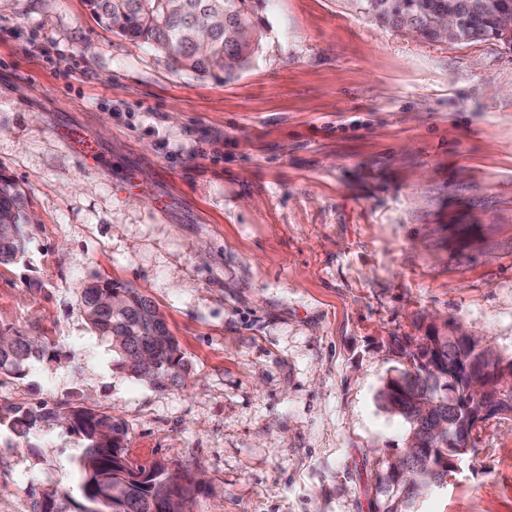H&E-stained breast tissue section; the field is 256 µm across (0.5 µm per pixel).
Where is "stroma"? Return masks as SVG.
Masks as SVG:
<instances>
[{
  "label": "stroma",
  "instance_id": "stroma-1",
  "mask_svg": "<svg viewBox=\"0 0 512 512\" xmlns=\"http://www.w3.org/2000/svg\"><path fill=\"white\" fill-rule=\"evenodd\" d=\"M232 82L171 68L84 0H0V172L26 192L0 326L58 353L0 409L121 419L131 461L204 479L195 512H385L407 424L376 400L401 348L453 323L512 356V48L382 25L357 0H255ZM97 140L74 155L56 129ZM140 290L188 367L113 362L79 286ZM413 512H512V416ZM77 436L0 433V512L81 503ZM72 499L67 491L51 489L33 502L31 512H71Z\"/></svg>",
  "mask_w": 512,
  "mask_h": 512
}]
</instances>
